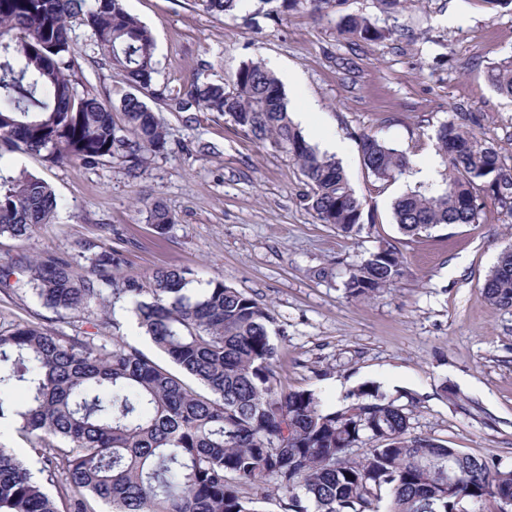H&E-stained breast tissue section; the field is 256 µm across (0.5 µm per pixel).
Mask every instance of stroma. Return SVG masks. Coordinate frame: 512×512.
Masks as SVG:
<instances>
[{"instance_id": "1", "label": "stroma", "mask_w": 512, "mask_h": 512, "mask_svg": "<svg viewBox=\"0 0 512 512\" xmlns=\"http://www.w3.org/2000/svg\"><path fill=\"white\" fill-rule=\"evenodd\" d=\"M151 28L159 75L144 101L168 130V150L140 175L114 159L97 167L51 165L21 150L0 152V168L26 169L59 199L51 223L26 239L0 236V265L18 254L89 267L87 244L119 251V275L146 280L153 269L178 266L194 278L221 275L227 286L267 306L275 317V375L280 390H311L328 408H342L359 385L375 382L411 406L410 431L448 441L460 451L512 467V311L492 306L483 285L499 254L512 246V222L484 198L479 220L416 238L400 233L394 200L418 183L386 182L363 166L360 137L370 134L413 150L442 185L436 131L459 112H477L475 134L512 168V99L488 72L512 61V4L484 0H418L393 17L378 0H345L342 10L392 29L380 42L348 43L334 23L304 10L280 21L245 11L212 16L197 0H124ZM78 77L100 98L122 86L98 64L76 26ZM261 60L283 82L298 127L313 145L336 141V158L365 204L373 228L347 237L316 221L304 205L303 177L282 152L261 146L216 112L177 111L172 99L194 78L231 84L248 60ZM207 145L205 154L186 144ZM162 202L175 222L158 234L147 205ZM391 239L404 276L375 296H350V264L376 237ZM32 323L67 336H105L168 358L143 336L129 309L90 308L74 317L44 307L26 286L0 291V326ZM0 445L12 448L45 489L65 506L71 494L48 477L49 465L13 422H0Z\"/></svg>"}]
</instances>
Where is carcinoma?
Masks as SVG:
<instances>
[{
  "label": "carcinoma",
  "instance_id": "cac0c4a2",
  "mask_svg": "<svg viewBox=\"0 0 512 512\" xmlns=\"http://www.w3.org/2000/svg\"><path fill=\"white\" fill-rule=\"evenodd\" d=\"M244 2L200 5L226 15ZM260 2L277 20L301 8L321 19L339 0ZM73 18L86 27L92 51L127 86L118 101L103 100L79 82ZM336 27L357 40L390 35L362 15H343ZM155 49L151 29L123 0H0V146L50 164L95 166L120 158L131 172L146 170L168 145L166 126L139 96L155 80ZM488 80L512 98V62L491 70ZM192 102L288 155L304 177V200L318 223L348 236L362 233L364 204L345 170L306 140L265 63H244L227 86L194 79L179 108ZM479 122L478 115L459 112L438 128L444 187L396 199L393 219L403 235L478 223L483 193L512 218V170L473 132ZM361 152L379 180L410 173L407 152L382 139L363 136ZM57 208L44 179L0 169V236L23 240L50 223ZM147 221L160 233L174 223L160 203L148 206ZM84 259L90 276L78 278L64 258L22 256L0 267V290L20 275L42 305L77 316L93 303L105 308L126 300L138 327L193 384L118 340L64 336L29 323L0 330V419L13 420L31 440L52 466L50 477L77 490L65 512H90V496L108 512H262L249 493L261 484L282 512H468V504L512 499V469L411 434L406 408L377 386H360L339 410L324 408L311 390L279 392L274 317L221 276L191 294L192 280L175 266L153 271L145 288L112 273L122 263L115 251ZM403 273L400 252L380 238L350 265L345 288L370 298ZM484 292L491 305L512 309V249L500 254ZM145 293L150 299H142ZM366 441L376 446L358 453ZM0 512H60L14 451L2 446Z\"/></svg>",
  "mask_w": 512,
  "mask_h": 512
}]
</instances>
